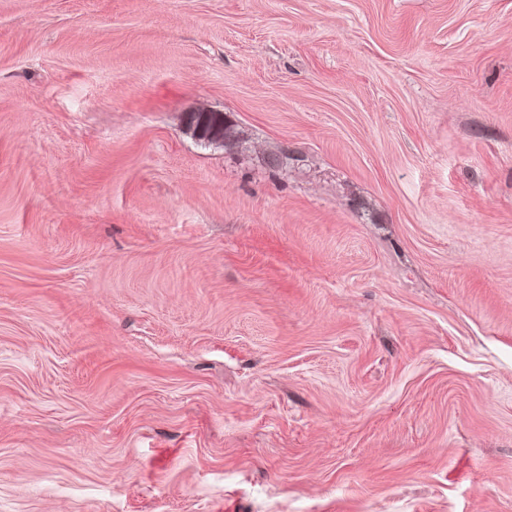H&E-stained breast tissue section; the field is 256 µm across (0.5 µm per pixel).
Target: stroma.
Segmentation results:
<instances>
[{
  "label": "stroma",
  "mask_w": 512,
  "mask_h": 512,
  "mask_svg": "<svg viewBox=\"0 0 512 512\" xmlns=\"http://www.w3.org/2000/svg\"><path fill=\"white\" fill-rule=\"evenodd\" d=\"M0 512H512V0H0ZM190 126H195V131L202 129L203 134L198 135L209 142H216L227 136V129L224 126V115L220 112H193L189 116Z\"/></svg>",
  "instance_id": "obj_1"
}]
</instances>
